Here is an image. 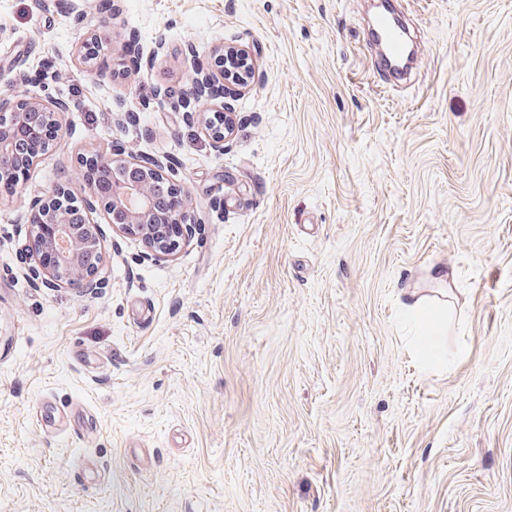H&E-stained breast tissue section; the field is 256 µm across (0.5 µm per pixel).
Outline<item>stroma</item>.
Wrapping results in <instances>:
<instances>
[{
    "label": "stroma",
    "mask_w": 512,
    "mask_h": 512,
    "mask_svg": "<svg viewBox=\"0 0 512 512\" xmlns=\"http://www.w3.org/2000/svg\"><path fill=\"white\" fill-rule=\"evenodd\" d=\"M397 5L403 84L364 0H0V98L69 105L0 191V512H512V0ZM223 44L249 87L182 101ZM90 155L167 157L195 230L147 258L94 209L104 288L44 287L26 219ZM448 289L429 361L402 295ZM46 397L96 433L51 435ZM70 468L74 475L82 479L94 480V483L104 481L106 478L104 468L99 467L94 459L86 453L74 456L71 460Z\"/></svg>",
    "instance_id": "stroma-1"
}]
</instances>
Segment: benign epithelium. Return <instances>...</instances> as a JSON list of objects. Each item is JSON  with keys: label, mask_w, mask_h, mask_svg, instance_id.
Here are the masks:
<instances>
[{"label": "benign epithelium", "mask_w": 512, "mask_h": 512, "mask_svg": "<svg viewBox=\"0 0 512 512\" xmlns=\"http://www.w3.org/2000/svg\"><path fill=\"white\" fill-rule=\"evenodd\" d=\"M232 67L224 66L225 60ZM217 70L200 71L185 88V94L201 99L213 90L220 78L235 83L248 82L252 66L249 54L234 46H222L215 53ZM66 109L62 100L53 103L16 96L0 103V178L19 182L34 162L55 146L58 139L56 114ZM127 175L109 184L89 183L84 187L118 231L138 238L144 247L162 255L174 254L190 237L191 216L185 208L169 214L158 213L153 188L169 181L164 164L152 158L124 163ZM90 202H82L65 185H58L32 214L28 233L40 248L51 255L45 262L33 252L35 274L57 287L93 292L103 283L101 244L88 212Z\"/></svg>", "instance_id": "benign-epithelium-1"}]
</instances>
